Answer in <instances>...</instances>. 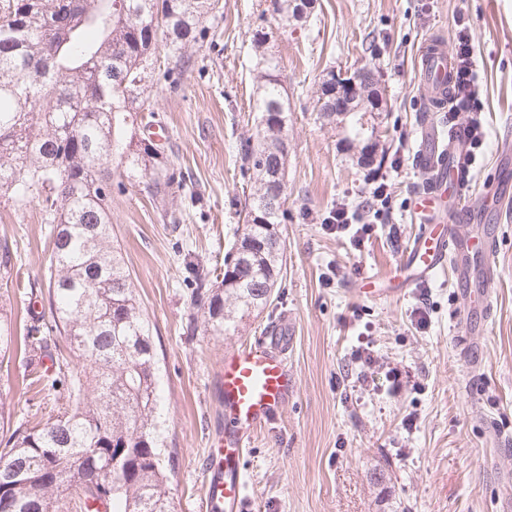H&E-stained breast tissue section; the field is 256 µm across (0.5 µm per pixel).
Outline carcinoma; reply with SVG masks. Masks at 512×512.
I'll return each mask as SVG.
<instances>
[{
	"label": "carcinoma",
	"mask_w": 512,
	"mask_h": 512,
	"mask_svg": "<svg viewBox=\"0 0 512 512\" xmlns=\"http://www.w3.org/2000/svg\"><path fill=\"white\" fill-rule=\"evenodd\" d=\"M218 0H0V191L12 206L42 204L53 225L48 302L52 320L23 340L0 312V356L18 346L51 357L47 339L65 335L75 360L53 358L50 410L35 424L6 422L0 504L10 512H171L156 420L157 350L149 321L112 244V167L147 178L155 197L175 176L150 141L123 142L131 112L154 114L133 94L158 47L175 66L192 48ZM256 141L245 148L255 191L224 255L221 280L191 265L193 305L204 333L222 336L267 305L283 261L277 242L287 210L268 204L271 172L288 166L282 125L288 100L278 64L258 72ZM314 111L332 119L336 76L322 82ZM0 242V279L15 268Z\"/></svg>",
	"instance_id": "cac0c4a2"
}]
</instances>
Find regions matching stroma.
<instances>
[{"mask_svg": "<svg viewBox=\"0 0 512 512\" xmlns=\"http://www.w3.org/2000/svg\"><path fill=\"white\" fill-rule=\"evenodd\" d=\"M194 47L195 65L164 78L165 50L147 70L144 94L167 131L184 182L166 198L115 170L112 237L134 280L155 339L158 413L163 423L168 497L173 512H202L201 469L211 439L224 429L215 391L226 351L254 342L275 323L293 329L288 360L294 393L278 419L255 437L242 465L249 512H506L512 507V212L491 205L499 174L512 171V0H317L302 21L281 25L271 0H221ZM464 21L474 48L485 145L469 175L474 220L497 228L490 319L480 337L482 364L471 370L464 317L472 304L450 270L399 298H369L365 277H388L419 229L413 200L430 175L418 163L427 114L416 60L432 37L454 47ZM267 32L257 43V32ZM279 64L288 98V214L282 222L283 280L271 301L221 336L187 331L194 314L188 266L214 264L235 240L240 202L251 190L241 147L260 114L255 76L264 59ZM378 71L382 109L366 113L383 162L364 161L347 117L326 120L313 107L329 71L364 64ZM393 198L392 224L379 225L362 250L329 233L337 204L356 205L374 180ZM181 212L171 224L167 212ZM18 254L0 280L15 334L31 324L30 290H46L50 227L39 204L15 211L0 198V240ZM426 302L429 322L414 310ZM369 335L378 363L363 370L353 352ZM26 360L0 361V397L11 422L35 421L52 398L23 380ZM413 382L393 387L388 369ZM369 385L357 386L360 373Z\"/></svg>", "mask_w": 512, "mask_h": 512, "instance_id": "35a3bbf8", "label": "stroma"}]
</instances>
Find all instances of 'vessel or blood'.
<instances>
[{
    "label": "vessel or blood",
    "mask_w": 512,
    "mask_h": 512,
    "mask_svg": "<svg viewBox=\"0 0 512 512\" xmlns=\"http://www.w3.org/2000/svg\"><path fill=\"white\" fill-rule=\"evenodd\" d=\"M417 68L427 88L428 111H445L454 71L445 43L425 42ZM420 136L418 161L432 176L415 199L414 213L421 228L400 258L398 276L379 284L376 293L382 297L404 295L450 265L462 283L484 287L495 278L490 263L496 245L494 229L485 226L465 233L459 224L468 212L464 129H455L444 139L436 123L427 122ZM289 342L287 326L277 324L259 341L224 355L218 380L224 401V434L210 444L203 472L208 512H247L249 508L241 460L257 432L277 418L293 391Z\"/></svg>",
    "instance_id": "1"
}]
</instances>
